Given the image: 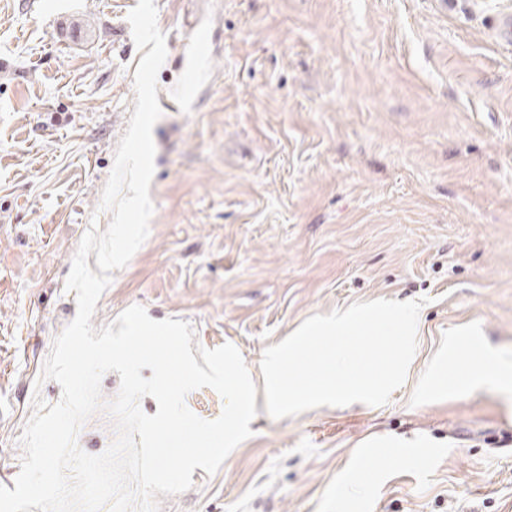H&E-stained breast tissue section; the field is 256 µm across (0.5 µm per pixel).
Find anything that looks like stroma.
Returning a JSON list of instances; mask_svg holds the SVG:
<instances>
[{"label":"stroma","instance_id":"obj_1","mask_svg":"<svg viewBox=\"0 0 512 512\" xmlns=\"http://www.w3.org/2000/svg\"><path fill=\"white\" fill-rule=\"evenodd\" d=\"M138 0H0V486H12L65 282L135 109ZM169 46L146 241L92 324L143 306L235 345L252 435L159 512H512V0H154ZM211 55L190 60V24ZM423 300L387 404L266 412L260 363L306 319ZM489 359V362L477 365L471 369V380L474 383H483L488 377H492L498 385L509 389L512 386V368L499 364L491 357Z\"/></svg>","mask_w":512,"mask_h":512}]
</instances>
